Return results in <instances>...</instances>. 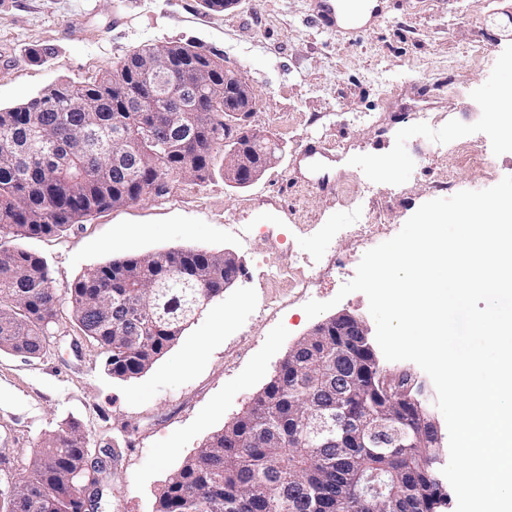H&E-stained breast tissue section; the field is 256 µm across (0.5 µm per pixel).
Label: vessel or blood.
<instances>
[{"label": "vessel or blood", "instance_id": "1", "mask_svg": "<svg viewBox=\"0 0 512 512\" xmlns=\"http://www.w3.org/2000/svg\"><path fill=\"white\" fill-rule=\"evenodd\" d=\"M391 0H312L311 19L340 40L358 34L387 18Z\"/></svg>", "mask_w": 512, "mask_h": 512}]
</instances>
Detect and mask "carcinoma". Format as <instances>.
Returning <instances> with one entry per match:
<instances>
[{"instance_id":"1","label":"carcinoma","mask_w":512,"mask_h":512,"mask_svg":"<svg viewBox=\"0 0 512 512\" xmlns=\"http://www.w3.org/2000/svg\"><path fill=\"white\" fill-rule=\"evenodd\" d=\"M175 65L209 68L212 81L234 84L239 72L224 56L190 43H177ZM152 46L127 55L87 82L60 83L27 103L0 111V231L19 238L59 235L93 213L142 199L144 189L190 168L207 180L220 143L217 130L243 118L226 111L224 98L207 100L212 121L185 142L180 127H159L133 145L153 166L116 172L112 129L140 126L152 101L136 82L129 61ZM126 93H113L112 80ZM72 95L99 97V112H67ZM240 271L223 254L169 251L130 255L86 270L68 293L84 335L107 354L109 374L134 378L149 370L182 335L197 311ZM61 299L50 286L47 262L23 250H0V349L38 355L55 324ZM133 327L137 343L125 341ZM305 342L312 350H291L248 409L211 435L166 485L155 512H336V499L353 483L369 485L388 512L390 499L404 512H444L439 466L442 440L422 431V418L399 414L405 446L371 441L365 448H323L306 436L313 402L334 403L312 378L336 356V329ZM347 404L369 414L382 403L364 382ZM77 424L65 422L45 435L32 467L12 485L0 483V512H82L72 490L87 471Z\"/></svg>"}]
</instances>
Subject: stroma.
I'll use <instances>...</instances> for the list:
<instances>
[{"mask_svg":"<svg viewBox=\"0 0 512 512\" xmlns=\"http://www.w3.org/2000/svg\"><path fill=\"white\" fill-rule=\"evenodd\" d=\"M496 0H392L390 17L345 43L310 21V0H0V108L61 82H81L157 42H195L220 53L251 84L250 123L281 147L252 184L239 187L216 159L203 182L171 179L167 193L108 209L63 234L0 245L43 257L66 296L89 268L132 254L233 253L242 266L179 342L150 370L112 377L102 349L62 304L43 353L0 351V472L28 469L45 433L74 420L92 451L119 450L100 475V512H154L170 476L270 380L289 349L316 326L307 299H337L367 248L394 237L434 199L432 185L484 190L459 142L485 149L512 176V135L491 115L512 86V17ZM487 51L493 64L475 61ZM430 106V123L408 114ZM328 147L330 184L298 182L291 167L309 140ZM375 191L352 198L350 179ZM385 231L359 244L337 234L358 215ZM341 262L300 293L292 270L316 252ZM337 311L369 318L354 292Z\"/></svg>","mask_w":512,"mask_h":512,"instance_id":"35a3bbf8","label":"stroma"}]
</instances>
